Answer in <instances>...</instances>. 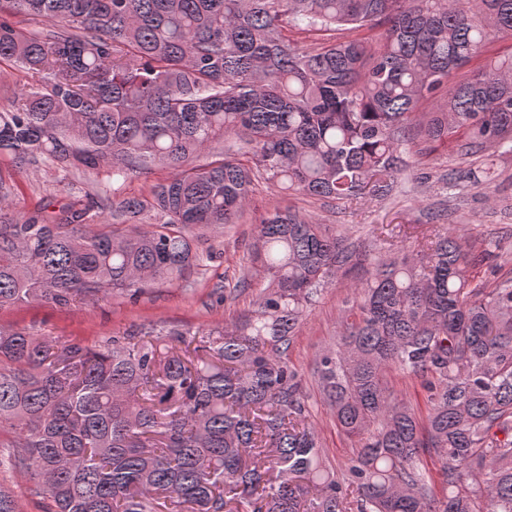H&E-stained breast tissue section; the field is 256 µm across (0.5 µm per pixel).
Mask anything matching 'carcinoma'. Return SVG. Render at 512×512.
Masks as SVG:
<instances>
[{
    "label": "carcinoma",
    "instance_id": "cac0c4a2",
    "mask_svg": "<svg viewBox=\"0 0 512 512\" xmlns=\"http://www.w3.org/2000/svg\"><path fill=\"white\" fill-rule=\"evenodd\" d=\"M312 30L332 36L309 47ZM493 34L512 36V0H0V61L26 77L0 163L106 166L114 183L169 170L146 197H43L12 217L0 181V310L187 281L258 179L348 203L388 195L408 135L512 142V53L485 55ZM254 247L266 285L231 325L99 347L0 329V434L48 512H512V277L479 280L450 227L354 286L315 370L351 442L340 473L288 351L357 252L286 206ZM391 371L420 382L426 415Z\"/></svg>",
    "mask_w": 512,
    "mask_h": 512
}]
</instances>
